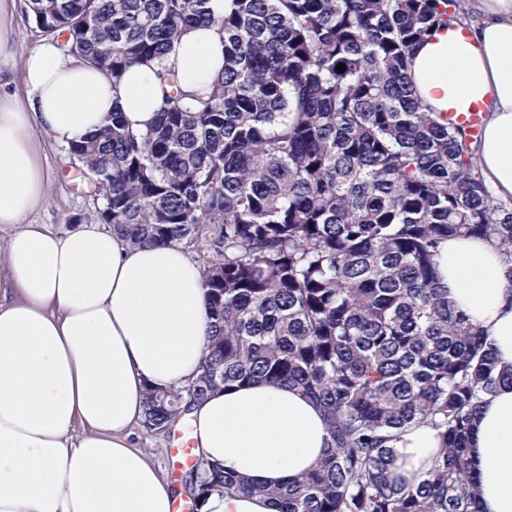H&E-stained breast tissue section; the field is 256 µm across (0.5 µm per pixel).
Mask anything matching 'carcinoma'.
I'll use <instances>...</instances> for the list:
<instances>
[{
    "label": "carcinoma",
    "mask_w": 512,
    "mask_h": 512,
    "mask_svg": "<svg viewBox=\"0 0 512 512\" xmlns=\"http://www.w3.org/2000/svg\"><path fill=\"white\" fill-rule=\"evenodd\" d=\"M30 0L37 28L120 83L152 63L163 105L134 133L119 109L69 153L100 184L93 218L133 245L212 251L201 374L150 389L142 426L168 431L210 391L261 380L299 389L327 450L284 488L219 462L189 469L198 494H260L280 512H478L468 471L474 418L512 370L498 364L438 280L454 236L512 263V207L482 182L476 137L413 90V48L453 27L466 0ZM216 24L224 75L176 88L180 32ZM346 70H336L338 64ZM428 425L441 447L417 483L394 444Z\"/></svg>",
    "instance_id": "carcinoma-1"
}]
</instances>
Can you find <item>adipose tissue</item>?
<instances>
[{
  "mask_svg": "<svg viewBox=\"0 0 512 512\" xmlns=\"http://www.w3.org/2000/svg\"><path fill=\"white\" fill-rule=\"evenodd\" d=\"M466 11V39L427 37L411 79L434 111L484 106L475 162L492 195L512 201V0H466ZM7 15L0 0V225L14 227L0 275V512H172L180 491L131 437L148 389L180 388L200 372L211 326L200 267L182 245L132 246L93 221L61 235L26 221L49 182L37 132L77 144L116 107L145 132L162 104L158 80L137 64L112 84L54 38L16 55ZM166 64L183 90H208L224 68L218 25L184 29ZM437 264L450 300L512 365V265L464 237L445 241ZM187 420L195 456L253 484L293 482L326 451L318 409L288 386L214 391ZM439 445L431 427H409L394 448L398 474L419 481ZM469 463L479 512H512V383L485 398ZM200 512L278 507L216 491Z\"/></svg>",
  "mask_w": 512,
  "mask_h": 512,
  "instance_id": "ef3b65f1",
  "label": "adipose tissue"
}]
</instances>
